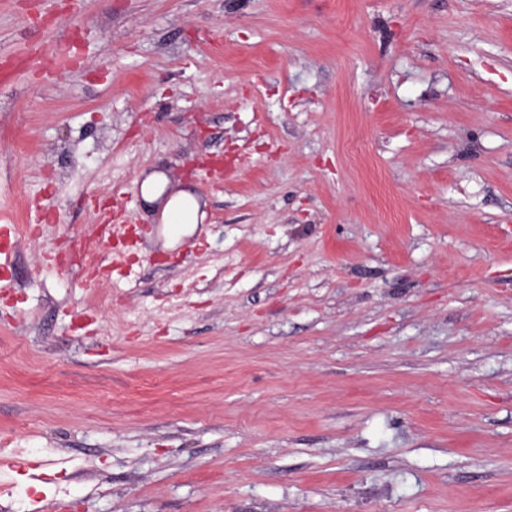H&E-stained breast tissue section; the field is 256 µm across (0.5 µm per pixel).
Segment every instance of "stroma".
<instances>
[{
	"instance_id": "obj_1",
	"label": "stroma",
	"mask_w": 512,
	"mask_h": 512,
	"mask_svg": "<svg viewBox=\"0 0 512 512\" xmlns=\"http://www.w3.org/2000/svg\"><path fill=\"white\" fill-rule=\"evenodd\" d=\"M0 208V512H512V0H0ZM166 188L165 176L160 172L148 174L141 183V195L144 202L155 204L164 194ZM204 218L205 212L201 211L198 200L186 190L172 193L160 212L162 224L173 226V233L183 229L184 225L199 224Z\"/></svg>"
}]
</instances>
